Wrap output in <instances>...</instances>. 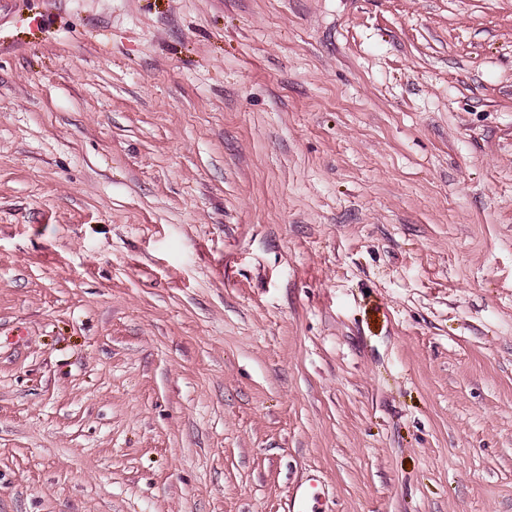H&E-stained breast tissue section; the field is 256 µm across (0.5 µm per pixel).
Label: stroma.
<instances>
[{"label": "stroma", "instance_id": "obj_1", "mask_svg": "<svg viewBox=\"0 0 512 512\" xmlns=\"http://www.w3.org/2000/svg\"><path fill=\"white\" fill-rule=\"evenodd\" d=\"M512 512V0L0 9V512ZM320 477L311 474L298 485L288 504L289 512H316L314 504L318 501Z\"/></svg>", "mask_w": 512, "mask_h": 512}]
</instances>
